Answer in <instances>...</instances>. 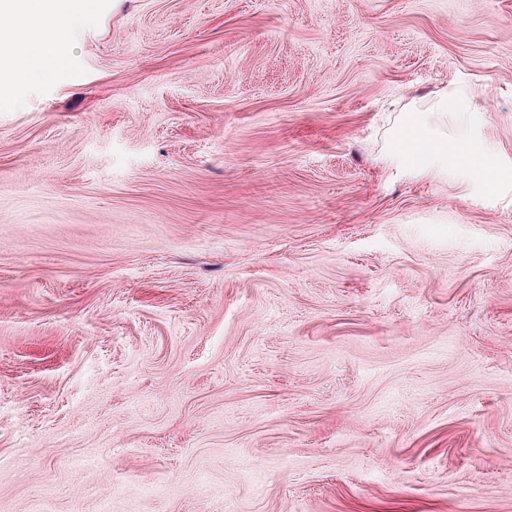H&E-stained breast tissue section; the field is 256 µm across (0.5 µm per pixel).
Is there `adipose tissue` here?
I'll use <instances>...</instances> for the list:
<instances>
[{"mask_svg": "<svg viewBox=\"0 0 512 512\" xmlns=\"http://www.w3.org/2000/svg\"><path fill=\"white\" fill-rule=\"evenodd\" d=\"M99 0H0V78L40 83L64 67L59 33L79 20L96 19ZM473 110L469 95L441 92L426 111L410 113L393 153L403 166L439 174L448 164H463L479 174L488 188L512 179L473 141L448 137V119L465 121Z\"/></svg>", "mask_w": 512, "mask_h": 512, "instance_id": "ef3b65f1", "label": "adipose tissue"}]
</instances>
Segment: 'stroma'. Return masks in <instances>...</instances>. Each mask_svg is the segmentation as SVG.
<instances>
[{
    "label": "stroma",
    "mask_w": 512,
    "mask_h": 512,
    "mask_svg": "<svg viewBox=\"0 0 512 512\" xmlns=\"http://www.w3.org/2000/svg\"><path fill=\"white\" fill-rule=\"evenodd\" d=\"M0 83V512H512V0H101ZM454 100V107L448 111V100ZM471 95L448 94V90L436 95L428 102L425 112H412L407 117L402 137L394 146L393 157L405 167L418 169L424 174L435 176L448 162L465 164L479 174L489 189L512 179L511 171L499 168L494 160L473 141L462 138H448L443 127L447 125L448 112L454 119L464 122L473 112Z\"/></svg>",
    "instance_id": "1"
}]
</instances>
